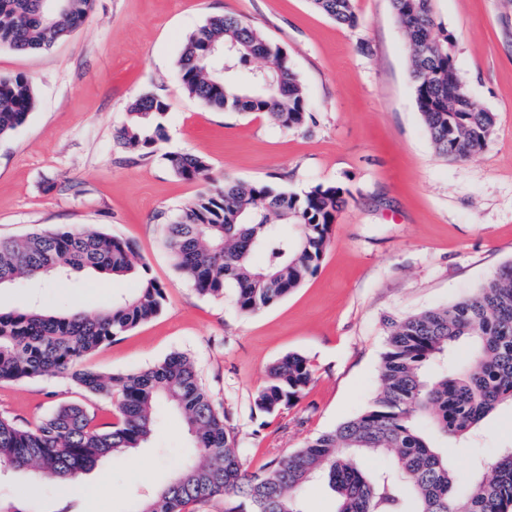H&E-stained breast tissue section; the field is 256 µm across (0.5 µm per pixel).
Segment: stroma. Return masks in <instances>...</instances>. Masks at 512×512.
<instances>
[{
  "instance_id": "35a3bbf8",
  "label": "stroma",
  "mask_w": 512,
  "mask_h": 512,
  "mask_svg": "<svg viewBox=\"0 0 512 512\" xmlns=\"http://www.w3.org/2000/svg\"><path fill=\"white\" fill-rule=\"evenodd\" d=\"M454 41L456 74L472 103L494 113L491 141L470 158L440 157L417 110L410 50L390 0H356L357 28L315 11L310 0H94L85 22L46 51L0 48V76L32 79L36 108L0 140V236L73 225L132 241L149 277L164 285L162 313L87 360L104 374L149 368L173 353L196 363L204 387L233 415L246 468L282 459L368 407L380 389L385 321L474 296L512 263V0H433ZM234 14L280 45L311 118L298 131L261 113L211 110L183 88L178 58L188 35L213 15ZM169 106L166 137L151 156L130 153L115 131L139 96ZM204 158L215 182H269L301 194L342 187L331 242L318 271L279 303L246 316L233 289L198 295L179 276L162 225L204 191L175 176L161 154ZM138 283L86 273L22 279L0 288V311L44 304L87 311L101 294ZM314 379L296 405L266 415L253 398L288 353ZM87 400L102 419L105 398H84L65 377L0 381V416L33 424L58 406ZM158 428L121 460L86 473L94 490L75 512H130L192 456L181 417L157 409ZM448 464L466 472L512 444V407L470 438L433 433ZM32 489L35 512L61 503L32 471L0 476V499Z\"/></svg>"
}]
</instances>
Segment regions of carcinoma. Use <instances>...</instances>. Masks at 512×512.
I'll list each match as a JSON object with an SVG mask.
<instances>
[{
	"instance_id": "obj_1",
	"label": "carcinoma",
	"mask_w": 512,
	"mask_h": 512,
	"mask_svg": "<svg viewBox=\"0 0 512 512\" xmlns=\"http://www.w3.org/2000/svg\"><path fill=\"white\" fill-rule=\"evenodd\" d=\"M93 0H65L50 12L41 0H0V47L48 50L87 19ZM314 9L354 29L353 0H310ZM408 40L418 112L437 153L461 160L483 149L495 131L491 112L474 107L456 75L453 44L433 0H391ZM222 46L224 63L212 56ZM259 70H247L253 60ZM185 91L222 112H262L286 130L310 118L298 75L284 49L236 15L208 18L186 39L178 60ZM36 107L31 80L0 78V138ZM168 104L144 94L116 130L129 151L151 155L165 135ZM177 177L210 180L208 163L190 153L162 155ZM344 190L316 185L299 195L272 183L226 180L165 222L176 272L196 293L219 298L235 290L243 314L267 309L313 276L330 242ZM295 224L294 237L276 223ZM263 264L254 263V255ZM89 271L136 278L139 288L106 311L56 312L47 307L0 312V380L65 376L112 403L116 421L101 423L83 402L59 406L32 426L0 417V463L30 468L51 481L73 512L74 483L99 462L142 447L156 428L162 401L177 409L195 453L167 485L130 512H192L224 499V512H303L300 492L324 479L336 493L333 512H512V446L460 480L448 455L432 445L425 424L464 437L503 404L512 406V265L484 282L473 299L387 321L381 389L361 414L323 432L280 461L250 473L235 446L224 407L203 387L195 362L174 353L141 371L104 375L85 365L98 348L157 317L165 288L148 277L130 242L64 225L25 237H0V286L21 277ZM313 380L309 361L288 353L270 368L254 407L272 414L299 401ZM386 456L370 474L362 459Z\"/></svg>"
}]
</instances>
